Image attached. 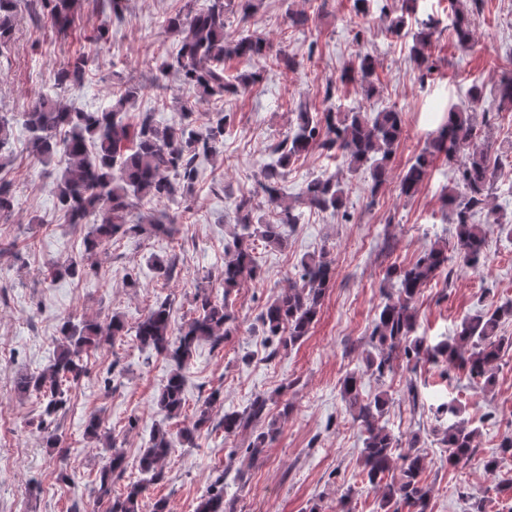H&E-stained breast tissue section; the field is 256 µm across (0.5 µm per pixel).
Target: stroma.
Masks as SVG:
<instances>
[{
	"instance_id": "35a3bbf8",
	"label": "stroma",
	"mask_w": 512,
	"mask_h": 512,
	"mask_svg": "<svg viewBox=\"0 0 512 512\" xmlns=\"http://www.w3.org/2000/svg\"><path fill=\"white\" fill-rule=\"evenodd\" d=\"M186 0H128L122 19L93 8L84 0L68 37L57 35L48 20L33 17L31 0H18L13 40L0 56V115L13 117L7 146L11 162L0 178L16 191L15 208L0 223V240L17 244V254L0 258V512H106L98 495V472L113 451L128 463L123 479L112 487L123 493L127 483L144 487L141 512H152L165 500L169 512H196L197 504L216 477L224 479V498L235 512H341L339 500L350 496L353 512H376L378 494L359 478L362 448L358 424L341 399L342 379L362 375L366 395L387 392L389 426L402 442L419 433L427 455L422 475L430 486L431 512H474L476 501L488 498V512H512V458L495 473L483 462L496 453L504 435L512 433V349L494 370L492 386L472 384L462 373L439 364L408 365L394 360L378 377L364 370L371 349L370 332L384 303L383 275L394 264L416 261L435 243L452 240L454 227L442 219V193L456 176L454 167L437 159L418 193H400V178L416 154L436 134L450 106L464 105L471 85L483 89L484 110L474 112L491 147L512 142V110L498 107L501 79L512 74V0H483L472 15L473 38L458 43L449 18L448 0H418L417 19L401 36L387 33L398 0H373L369 14L353 9V0H261L247 23L228 14L230 37L254 34L275 48L303 60L304 68L261 69L247 91L199 99L176 71L159 77L158 67L178 38L164 31L163 21L182 12ZM308 16L304 25L287 24L289 12ZM434 15L440 24L428 49L427 64L411 52L416 22ZM105 29L107 50L95 55L83 31ZM376 62L378 92L364 97L357 85L341 84L343 69L358 53ZM95 56L79 88L58 85L61 68L79 55ZM160 83L157 96L136 99L126 107L128 119L152 113L155 123L178 121L182 106L194 107L199 119L212 112L230 117L219 154L197 160L198 179L188 199L193 219L174 237L147 227L136 236L113 240L92 257L83 278L48 279L49 263L82 256L89 224L67 223L57 201L61 168L44 164L29 152V134L20 119L30 96L58 98L69 109L94 112L112 103L113 92L125 84ZM334 86L330 103L340 110L367 112L393 108L400 112L403 135L390 163L388 183L370 194L367 172L349 175L340 157L314 150L289 168L282 191L297 202L302 187L322 175L338 176L346 185L347 216L299 204L300 221L285 232V243H257L261 276L243 283L229 296L236 317L223 348L199 342L185 371V406L169 418L157 397L172 370L171 362L128 335L107 342L85 356V373L65 391L66 405L53 420L62 442L50 448L41 423L44 404L21 395L20 374L40 372L52 360L64 318L106 320L120 315L136 324L157 301L172 302V317H192L198 289L222 288L210 273L224 265L231 243L235 206L252 197L260 217L269 206L257 180L274 163L276 143L291 127L299 107L323 109L326 86ZM477 223L486 222L478 213ZM488 226V258L476 268L449 258V279H436L416 303L417 333L429 344L451 338L461 320L512 300V236ZM326 253L334 277L321 301L316 320L304 340L288 351L271 355L259 315L290 281L307 254ZM177 255L175 276H159L154 260ZM218 393L213 427L202 431L195 446L175 443L162 480H150L138 469V458L155 430L177 433L192 421L196 407ZM258 394L269 396L270 419L279 434L257 461L246 448L250 433L225 437L219 422L225 412L243 410ZM455 402L462 418L477 427L476 451L464 465L451 466L439 442L446 419L435 409ZM101 421L98 437L86 433L90 416ZM67 471L70 482L59 479Z\"/></svg>"
}]
</instances>
